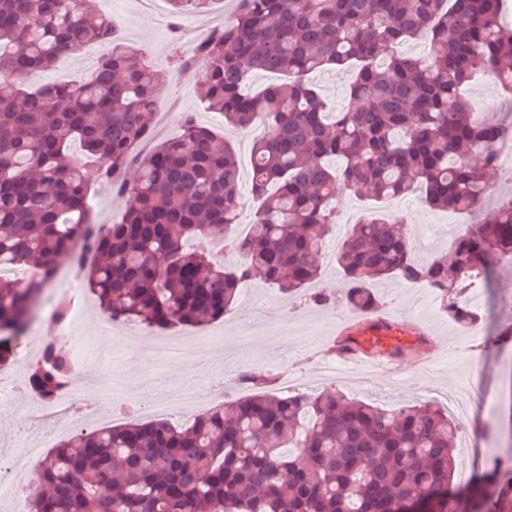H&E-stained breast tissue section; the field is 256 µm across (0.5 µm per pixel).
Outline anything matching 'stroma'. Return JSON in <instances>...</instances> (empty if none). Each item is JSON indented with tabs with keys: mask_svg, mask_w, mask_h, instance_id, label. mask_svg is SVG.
I'll list each match as a JSON object with an SVG mask.
<instances>
[{
	"mask_svg": "<svg viewBox=\"0 0 512 512\" xmlns=\"http://www.w3.org/2000/svg\"><path fill=\"white\" fill-rule=\"evenodd\" d=\"M98 12L118 19L122 34L152 66L159 79V97L164 109L158 119L163 123L164 138L180 134L185 113L216 130L224 123L202 105L197 93V78L176 74L173 56L176 48H191L207 33L208 25L234 13L233 0H224L211 15H184L179 35H172L168 22L158 20L143 10L140 0H97ZM103 47L85 46L76 55L61 57L54 67L37 77V84L55 83L92 71L103 55ZM403 229L414 245V254L424 261L448 249L453 238L467 226L485 224L494 212L485 204L468 219L425 206L422 197L410 193L397 201ZM59 287L46 290L41 304L27 326V336L39 335L44 317L51 313L61 294L79 299L84 312L77 325L80 336L92 350L103 353V383H86L77 389L71 402L72 418H81L85 409L109 397L136 400L161 399L186 380L201 384L221 378L223 370L240 374L248 368L275 373L274 392L288 389L279 375L283 369L297 377L295 391H311L317 362L327 358L336 337V325L349 310L342 298L345 281L335 259H327L319 288L337 297L335 307H320L300 294H282L252 282L253 291L264 293L267 306L254 311L247 295H240L235 307L224 320L192 329L193 338H210L223 334L221 352L212 362L191 363L161 361L154 365L138 363L129 347L109 341L105 314L88 292L85 282L71 274L67 263H60ZM372 290L380 309L405 316L430 328L439 346L405 358L397 373H384L369 384L359 382L357 374H337L332 387L350 397L390 407L398 403L430 402L443 404L448 390L465 389L467 398L480 402V410L460 426V436L468 444L456 447L459 468L475 470L491 459H512V263L501 262L495 280L490 281L486 300L464 293V302L480 315L475 327L467 328L451 321L439 306L431 289L420 283L381 280ZM30 423L23 405H0V457L11 458L21 451Z\"/></svg>",
	"mask_w": 512,
	"mask_h": 512,
	"instance_id": "1",
	"label": "stroma"
}]
</instances>
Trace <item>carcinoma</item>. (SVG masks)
Instances as JSON below:
<instances>
[{
    "mask_svg": "<svg viewBox=\"0 0 512 512\" xmlns=\"http://www.w3.org/2000/svg\"><path fill=\"white\" fill-rule=\"evenodd\" d=\"M217 2L169 0L171 33ZM505 9L504 0H238L173 65L198 73L200 100L224 125L265 128L239 235L235 148L187 113L177 137L137 151L154 130L157 76L93 0H0V281L6 269L27 272L0 284V365L62 254L112 319L148 329L216 322L248 280L284 294L310 287L338 186L369 204L335 253L348 308H376L371 285L397 279L432 289L456 323H476L462 293L475 272L488 281L512 257V204L458 235L453 259L417 262L386 203L418 190L429 207L467 216L489 195L487 145L507 131L472 111L464 91L490 74L512 99ZM415 39L428 45L423 59L398 52ZM90 44L111 52L89 75L22 82ZM327 66L353 70L339 109L309 80ZM255 71L279 80L252 90ZM96 183L124 200L119 222L90 220ZM222 245L235 260L215 259ZM74 365L71 348L48 338L26 370L28 393L54 404ZM239 381L243 397L184 427L136 417L75 431L41 461L35 483L54 493H32L31 512H456L460 499L491 512L475 500L482 487L512 497L511 464L454 481L458 424L439 407L386 408L331 390L279 396L257 371Z\"/></svg>",
    "mask_w": 512,
    "mask_h": 512,
    "instance_id": "obj_1",
    "label": "carcinoma"
}]
</instances>
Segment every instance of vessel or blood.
I'll list each match as a JSON object with an SVG mask.
<instances>
[{"label":"vessel or blood","mask_w":512,"mask_h":512,"mask_svg":"<svg viewBox=\"0 0 512 512\" xmlns=\"http://www.w3.org/2000/svg\"><path fill=\"white\" fill-rule=\"evenodd\" d=\"M431 341L427 330L411 319L374 313L342 325L336 334L333 355L337 362L348 367L368 362L377 367H396L400 361L394 357V349L415 353Z\"/></svg>","instance_id":"b4317fda"}]
</instances>
